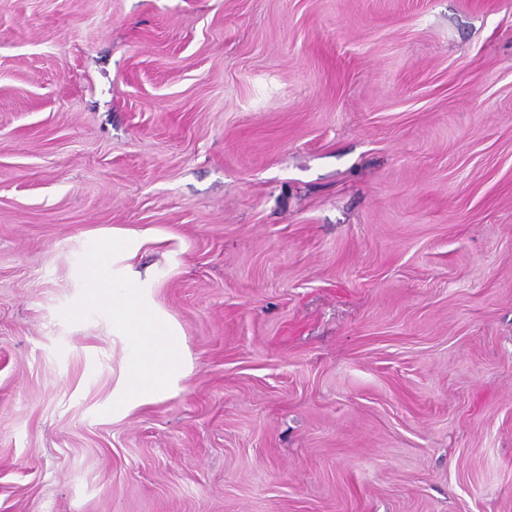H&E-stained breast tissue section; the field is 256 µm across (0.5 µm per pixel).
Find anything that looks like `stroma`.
Here are the masks:
<instances>
[{
  "mask_svg": "<svg viewBox=\"0 0 512 512\" xmlns=\"http://www.w3.org/2000/svg\"><path fill=\"white\" fill-rule=\"evenodd\" d=\"M0 512H512V0H0Z\"/></svg>",
  "mask_w": 512,
  "mask_h": 512,
  "instance_id": "1",
  "label": "stroma"
}]
</instances>
